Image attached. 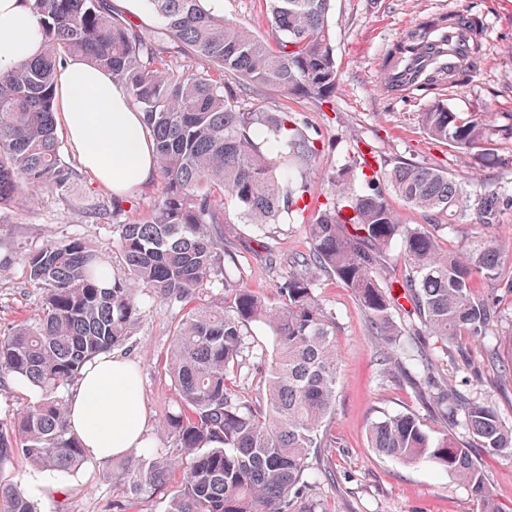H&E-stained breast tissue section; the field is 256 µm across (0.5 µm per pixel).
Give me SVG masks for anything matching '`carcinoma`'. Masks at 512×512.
Instances as JSON below:
<instances>
[{"instance_id": "cac0c4a2", "label": "carcinoma", "mask_w": 512, "mask_h": 512, "mask_svg": "<svg viewBox=\"0 0 512 512\" xmlns=\"http://www.w3.org/2000/svg\"><path fill=\"white\" fill-rule=\"evenodd\" d=\"M145 2L162 24L152 38L113 11L111 0H32L43 52L35 61L0 69V206L12 203L23 187L64 193L78 177L62 163L55 137L57 68L67 56L110 72L125 88L155 141L162 181L149 216L119 225L126 279L101 287L108 267L76 239L25 257L29 277L44 285L46 296L37 318L0 331V383L30 385L37 396L0 427V512H37L25 487L8 473L14 461L58 475L83 466L84 448L69 430L61 388L77 381L88 362L128 341L146 299L181 302L212 278L221 263L226 205L241 222L257 226L306 210L307 184L278 178L271 154L308 163L319 154L315 139L289 112L240 111L224 88V74L283 95L324 102L335 97L331 0H269L270 40L206 10L202 0ZM450 23L446 15L429 17L405 30L384 64V93L467 81L483 52L476 16L470 18L475 47L469 65L450 75L409 57L414 43ZM177 56L209 66H170ZM420 121L429 138L483 164L512 168V154L503 155L504 146H512V112H459L437 103L420 113ZM259 135L265 150L256 142ZM366 167L371 164L355 161L328 174L330 197L307 224L309 252L291 258L279 283L280 305L234 284L226 267L230 301L184 314L169 347L179 412L163 423L176 452L160 449L134 466L119 464L112 478L136 495L172 488L167 512H297L315 472L312 453L322 447L321 424L335 407L339 373L336 322L315 294L316 270L353 289L393 355L405 350L391 317L402 298L417 315L407 324L414 335L453 344L494 332L501 312L476 297L473 284L498 280L501 260L512 256V237L498 233L512 215V191H472L427 163H395L386 182L424 213L427 224L482 228L463 247L445 251L435 233L402 223ZM118 210L120 202L112 200L94 205L90 214L104 223ZM395 240L404 275L393 283L385 270ZM258 322L270 328L275 354L259 372L253 401L237 389L236 377L246 360L248 326ZM435 390L448 422L463 426L474 447L512 457V426L487 401L439 385ZM368 436L382 456L438 464L470 489L482 512H500L478 458L449 438L430 441L415 416L376 420Z\"/></svg>"}]
</instances>
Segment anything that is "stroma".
<instances>
[{"instance_id":"35a3bbf8","label":"stroma","mask_w":512,"mask_h":512,"mask_svg":"<svg viewBox=\"0 0 512 512\" xmlns=\"http://www.w3.org/2000/svg\"><path fill=\"white\" fill-rule=\"evenodd\" d=\"M216 11L229 20L267 37V0H221ZM463 11L484 23L482 69L465 87H421L401 98L381 90L382 63L404 31L423 17ZM330 23L338 89L334 104L308 97L283 96L262 87L239 94L241 111L261 106L293 113L317 138L322 148L314 162L295 167V179L306 182L309 208H318L328 193L326 173L351 163L355 150L375 151L380 161L425 162L447 170L469 188L487 183L512 187V172L482 166L472 155L449 151L423 131L419 114L436 102L465 112H512V0H333ZM61 159L79 174L66 193L28 192L16 204L0 207V330L33 319L45 297L42 285L30 279L23 258L45 244L78 239L99 251L114 278H125L127 266L119 243L118 227L147 216L161 183L133 188L122 212L109 223L93 222L86 210L109 200L112 191L82 164L64 129H57ZM225 260L236 265L235 277L270 305L280 302L277 287L289 259L311 248L302 220L256 228L229 217L223 226ZM221 276L197 288L189 302L170 305L147 301L130 328V338L118 354L139 374V389L149 417L148 440L133 449L134 462L156 448L176 442L162 429L176 409V394L167 372L166 355L174 325L198 306L222 307L225 293ZM480 297L497 301L503 321L493 336L477 341L461 338L448 347L437 336H408L416 361L388 363L384 337L374 333L353 290L336 277L318 273L316 294L336 321L339 379L336 408L322 428L321 470L310 479L303 496L314 512H479L469 488L432 462L403 464L379 455L368 441L374 420L397 414L417 417L430 440L452 438L467 446L463 428L441 416L433 400V383L488 399L499 418L512 426V381H502L488 368L486 353L495 350L502 364L512 363V296L497 283H474ZM251 352L241 371L240 389L253 396L254 370L269 362L273 340L263 324L249 327ZM112 461H89L69 475H56L16 462L8 468L35 501L39 512H165L169 496L160 490L132 496L127 485L112 480Z\"/></svg>"}]
</instances>
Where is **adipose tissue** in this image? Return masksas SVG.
<instances>
[{
    "instance_id": "adipose-tissue-1",
    "label": "adipose tissue",
    "mask_w": 512,
    "mask_h": 512,
    "mask_svg": "<svg viewBox=\"0 0 512 512\" xmlns=\"http://www.w3.org/2000/svg\"><path fill=\"white\" fill-rule=\"evenodd\" d=\"M41 49L40 20L29 0H0V65L31 60ZM56 96L69 143L114 195L153 177V140L110 73L68 60L58 73ZM68 405L70 429L91 459L109 460L143 445L148 416L137 373L124 358L110 353L86 364Z\"/></svg>"
}]
</instances>
